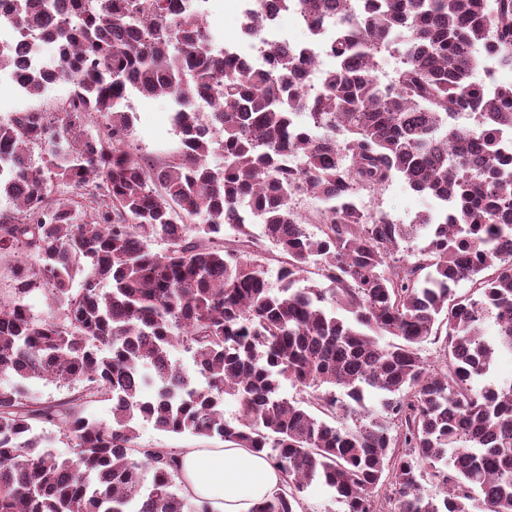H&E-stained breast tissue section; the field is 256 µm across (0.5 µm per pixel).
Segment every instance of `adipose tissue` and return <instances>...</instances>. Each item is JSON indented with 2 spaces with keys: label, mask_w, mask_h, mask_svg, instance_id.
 <instances>
[{
  "label": "adipose tissue",
  "mask_w": 512,
  "mask_h": 512,
  "mask_svg": "<svg viewBox=\"0 0 512 512\" xmlns=\"http://www.w3.org/2000/svg\"><path fill=\"white\" fill-rule=\"evenodd\" d=\"M177 465L185 495L209 501L213 512H252L282 483L265 453L246 448H184Z\"/></svg>",
  "instance_id": "obj_1"
}]
</instances>
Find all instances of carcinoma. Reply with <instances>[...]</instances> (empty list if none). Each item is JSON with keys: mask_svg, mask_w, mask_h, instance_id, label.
Returning a JSON list of instances; mask_svg holds the SVG:
<instances>
[{"mask_svg": "<svg viewBox=\"0 0 512 512\" xmlns=\"http://www.w3.org/2000/svg\"><path fill=\"white\" fill-rule=\"evenodd\" d=\"M281 3L332 31L312 98L304 50L271 47L243 73L180 0H17V23L75 76L0 54L30 97L71 87L60 112L0 121V250L33 258L0 309V512H212L184 494L178 449L139 445L141 421L266 453L283 484L252 512H302L314 482L345 512H512V380L486 381L512 353V83L478 79L487 54L512 67V0ZM132 92L176 105L179 145L159 168L132 152ZM189 93L213 98L208 123ZM396 180L432 205L406 223L357 203ZM61 185L97 201L92 221L53 198ZM299 195L323 204L316 234ZM255 224L288 256L274 286L250 251ZM462 281L472 292L457 296ZM35 291L63 298L62 315L35 316ZM35 380L73 394L37 402ZM285 381L299 397L281 396ZM101 400L110 422L84 415Z\"/></svg>", "mask_w": 512, "mask_h": 512, "instance_id": "1", "label": "carcinoma"}]
</instances>
